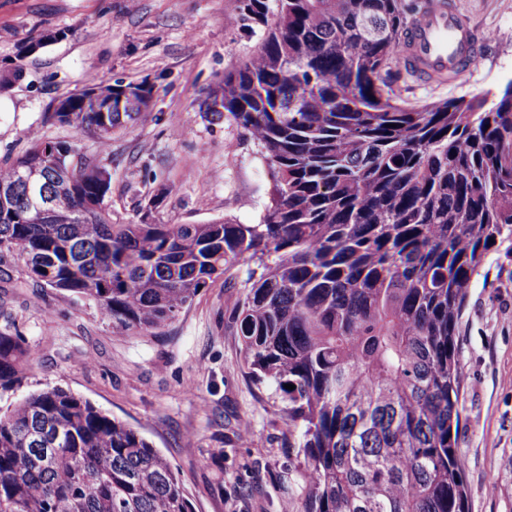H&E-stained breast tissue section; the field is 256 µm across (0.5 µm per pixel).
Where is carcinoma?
Instances as JSON below:
<instances>
[{
	"mask_svg": "<svg viewBox=\"0 0 512 512\" xmlns=\"http://www.w3.org/2000/svg\"><path fill=\"white\" fill-rule=\"evenodd\" d=\"M261 45L224 74L218 119L264 155L257 224H115L112 135L149 116L152 88L68 94L47 120L94 139L36 138L0 164V268L92 304L122 331L167 325L245 264L234 307L250 376L275 387L306 462L304 512H468L455 331L471 280L512 237V82L491 101L403 108L381 72L399 59L404 0H234ZM73 182L67 223L41 214ZM25 339L0 331V393L27 378ZM286 384L295 389L284 388ZM0 512H194L141 433L62 387L0 412Z\"/></svg>",
	"mask_w": 512,
	"mask_h": 512,
	"instance_id": "cac0c4a2",
	"label": "carcinoma"
}]
</instances>
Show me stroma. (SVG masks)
Here are the masks:
<instances>
[{
  "label": "stroma",
  "mask_w": 512,
  "mask_h": 512,
  "mask_svg": "<svg viewBox=\"0 0 512 512\" xmlns=\"http://www.w3.org/2000/svg\"><path fill=\"white\" fill-rule=\"evenodd\" d=\"M486 33L480 59L456 81L428 85L391 65L384 78L404 107L500 94L512 82V0H454ZM54 34L25 56L29 41ZM262 40L233 0H0V163L33 136L89 137L47 122L56 99L102 83H148V119L112 137L104 204L117 224L259 223L269 176L259 147L232 119L202 103ZM0 285V331L23 336L34 355L23 385L0 395L6 409L60 386L137 429L172 463L194 512H302L304 458L288 432L285 404L245 365L233 307L239 279L216 281L164 328L117 332L95 308L29 282L23 262ZM461 368L458 445L470 512H512V243L492 249L458 321ZM252 434L242 443L240 419Z\"/></svg>",
  "instance_id": "obj_1"
}]
</instances>
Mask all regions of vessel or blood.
Returning <instances> with one entry per match:
<instances>
[{"label":"vessel or blood","mask_w":512,"mask_h":512,"mask_svg":"<svg viewBox=\"0 0 512 512\" xmlns=\"http://www.w3.org/2000/svg\"><path fill=\"white\" fill-rule=\"evenodd\" d=\"M481 41L465 25L451 0H425L401 44V61L423 79L446 84L470 69Z\"/></svg>","instance_id":"vessel-or-blood-1"}]
</instances>
